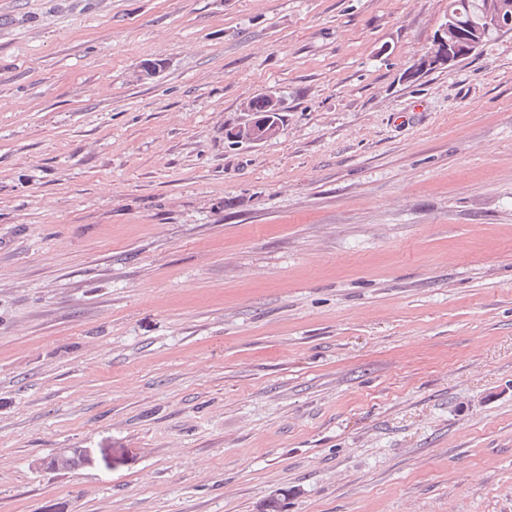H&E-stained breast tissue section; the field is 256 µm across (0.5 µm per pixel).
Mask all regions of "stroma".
<instances>
[{
    "mask_svg": "<svg viewBox=\"0 0 512 512\" xmlns=\"http://www.w3.org/2000/svg\"><path fill=\"white\" fill-rule=\"evenodd\" d=\"M447 15L0 0V512H512V34L415 72ZM244 112H247V118L244 123L237 126L234 131L230 134H227L228 140L231 142H239V143H248L252 145H257L264 143L273 137L276 136L277 129L275 128H267V126H263L257 128L254 126V122L249 118L252 113V106H245Z\"/></svg>",
    "mask_w": 512,
    "mask_h": 512,
    "instance_id": "35a3bbf8",
    "label": "stroma"
}]
</instances>
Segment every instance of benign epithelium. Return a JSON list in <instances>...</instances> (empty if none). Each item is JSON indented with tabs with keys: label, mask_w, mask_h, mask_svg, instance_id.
Instances as JSON below:
<instances>
[{
	"label": "benign epithelium",
	"mask_w": 512,
	"mask_h": 512,
	"mask_svg": "<svg viewBox=\"0 0 512 512\" xmlns=\"http://www.w3.org/2000/svg\"><path fill=\"white\" fill-rule=\"evenodd\" d=\"M447 24L438 32L436 41L415 64L414 72L452 65L473 53L485 43L488 33L497 36L512 34V0H485L479 22L474 24L468 36L463 37L452 16L446 17ZM277 129L265 126L257 128L251 118L237 126L227 135L232 142L257 145L276 136Z\"/></svg>",
	"instance_id": "benign-epithelium-1"
}]
</instances>
